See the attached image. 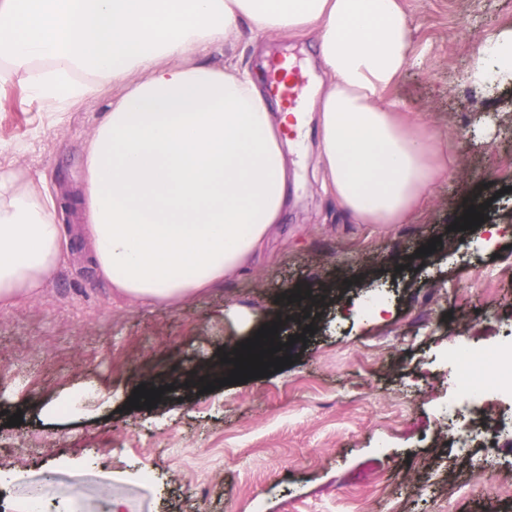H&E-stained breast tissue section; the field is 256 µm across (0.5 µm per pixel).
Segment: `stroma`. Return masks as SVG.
Here are the masks:
<instances>
[{
	"label": "stroma",
	"instance_id": "obj_1",
	"mask_svg": "<svg viewBox=\"0 0 512 512\" xmlns=\"http://www.w3.org/2000/svg\"><path fill=\"white\" fill-rule=\"evenodd\" d=\"M406 12L413 59L386 96L448 134L452 175L405 223H352L313 173L307 126L267 258L179 308L116 299L74 245L37 298L0 311V472L20 476L0 486V512H20L37 486L49 512H104L115 498L125 512H512L498 491L512 487V433L483 465L446 447L437 421L452 353L512 346V282L497 275L512 235L490 243L484 229L512 227V81L492 95L466 80L480 44L512 29V0H406ZM286 56L310 104L324 77L311 39L272 38L251 66L267 78ZM122 92L44 112L22 81L0 87V168L44 176L58 223L77 222L84 147ZM480 204L484 225L454 230ZM468 265L480 282L462 279ZM303 288L318 302L284 318ZM371 299L390 305L385 321L364 315ZM230 306L283 321L295 362L203 393L195 377L247 340ZM151 380L168 387L160 402L129 408ZM73 392L76 410L43 422Z\"/></svg>",
	"mask_w": 512,
	"mask_h": 512
}]
</instances>
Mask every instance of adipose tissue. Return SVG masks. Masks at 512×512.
I'll return each instance as SVG.
<instances>
[{
	"instance_id": "1",
	"label": "adipose tissue",
	"mask_w": 512,
	"mask_h": 512,
	"mask_svg": "<svg viewBox=\"0 0 512 512\" xmlns=\"http://www.w3.org/2000/svg\"><path fill=\"white\" fill-rule=\"evenodd\" d=\"M315 37L323 189L358 224H401L452 175L448 136L385 94L412 60L403 0H0V82L46 112L125 85L84 153L75 233L132 301L179 307L247 268L284 212L288 157L257 72L206 56L242 40ZM512 71V29L468 81ZM44 185L0 172V311L37 296L69 239Z\"/></svg>"
}]
</instances>
